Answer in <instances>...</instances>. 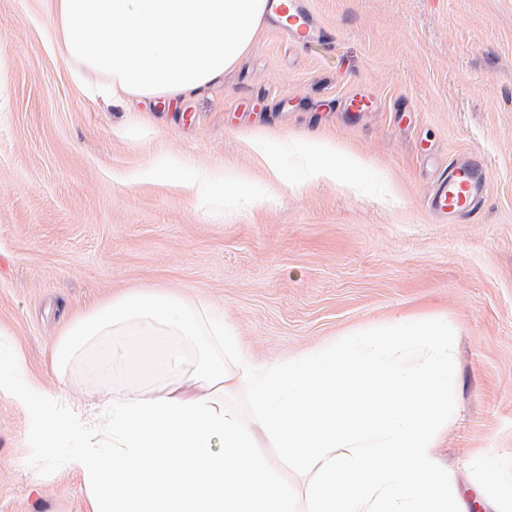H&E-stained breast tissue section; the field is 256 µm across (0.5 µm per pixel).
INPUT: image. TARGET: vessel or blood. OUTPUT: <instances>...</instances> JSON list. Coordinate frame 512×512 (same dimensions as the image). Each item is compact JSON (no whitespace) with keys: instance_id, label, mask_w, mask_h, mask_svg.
Wrapping results in <instances>:
<instances>
[{"instance_id":"vessel-or-blood-1","label":"vessel or blood","mask_w":512,"mask_h":512,"mask_svg":"<svg viewBox=\"0 0 512 512\" xmlns=\"http://www.w3.org/2000/svg\"><path fill=\"white\" fill-rule=\"evenodd\" d=\"M266 13L292 44H321L326 40V32L306 0H267ZM487 181L488 174L480 162L467 156L449 158L447 168L430 190V214L442 224L475 218L486 196Z\"/></svg>"}]
</instances>
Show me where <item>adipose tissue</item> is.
<instances>
[{
	"instance_id": "adipose-tissue-1",
	"label": "adipose tissue",
	"mask_w": 512,
	"mask_h": 512,
	"mask_svg": "<svg viewBox=\"0 0 512 512\" xmlns=\"http://www.w3.org/2000/svg\"><path fill=\"white\" fill-rule=\"evenodd\" d=\"M65 60L104 75L100 92L176 99L220 80L253 42L265 0H49ZM314 179L359 187L366 159L321 135L296 140Z\"/></svg>"
}]
</instances>
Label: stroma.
<instances>
[{
	"mask_svg": "<svg viewBox=\"0 0 512 512\" xmlns=\"http://www.w3.org/2000/svg\"><path fill=\"white\" fill-rule=\"evenodd\" d=\"M330 43L271 25L223 79L165 102L83 93L43 0H0V339L69 405L122 388L91 362L60 386L50 355L93 305L164 292L205 308L263 368L400 316L447 319L455 411L436 457L467 512L512 481V0H309ZM353 89L377 98L352 115ZM271 133L270 171L243 139ZM316 131L371 166L358 193L311 180L294 135ZM486 164L478 220L425 208L437 168ZM173 166L169 180L148 166ZM249 174L237 199L228 173ZM30 415L0 396V512H87L79 475L27 464Z\"/></svg>",
	"mask_w": 512,
	"mask_h": 512,
	"instance_id": "35a3bbf8",
	"label": "stroma"
}]
</instances>
